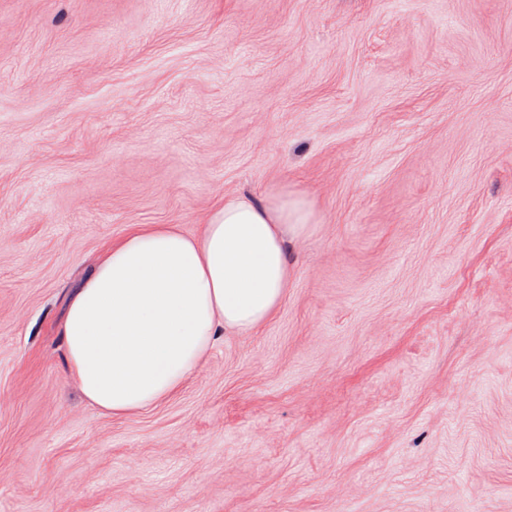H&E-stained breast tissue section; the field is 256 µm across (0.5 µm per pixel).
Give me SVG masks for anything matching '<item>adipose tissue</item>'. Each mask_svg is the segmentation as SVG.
Instances as JSON below:
<instances>
[{
  "mask_svg": "<svg viewBox=\"0 0 512 512\" xmlns=\"http://www.w3.org/2000/svg\"><path fill=\"white\" fill-rule=\"evenodd\" d=\"M287 192L225 199L200 236L175 224L131 230L106 248L62 323L71 372L94 407L122 415L181 389L219 330L248 334L283 303V235L310 223Z\"/></svg>",
  "mask_w": 512,
  "mask_h": 512,
  "instance_id": "ef3b65f1",
  "label": "adipose tissue"
}]
</instances>
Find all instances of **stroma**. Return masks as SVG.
<instances>
[{
  "label": "stroma",
  "mask_w": 512,
  "mask_h": 512,
  "mask_svg": "<svg viewBox=\"0 0 512 512\" xmlns=\"http://www.w3.org/2000/svg\"><path fill=\"white\" fill-rule=\"evenodd\" d=\"M274 190L280 308L91 406L106 244ZM0 512H512V0H0Z\"/></svg>",
  "instance_id": "stroma-1"
}]
</instances>
